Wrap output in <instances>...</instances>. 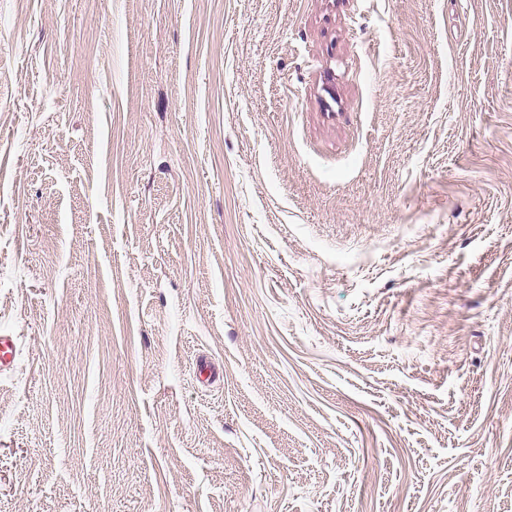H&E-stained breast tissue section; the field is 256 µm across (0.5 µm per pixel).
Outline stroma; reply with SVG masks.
<instances>
[{"label": "stroma", "instance_id": "stroma-1", "mask_svg": "<svg viewBox=\"0 0 512 512\" xmlns=\"http://www.w3.org/2000/svg\"><path fill=\"white\" fill-rule=\"evenodd\" d=\"M0 332V512H512V0H0Z\"/></svg>", "mask_w": 512, "mask_h": 512}]
</instances>
